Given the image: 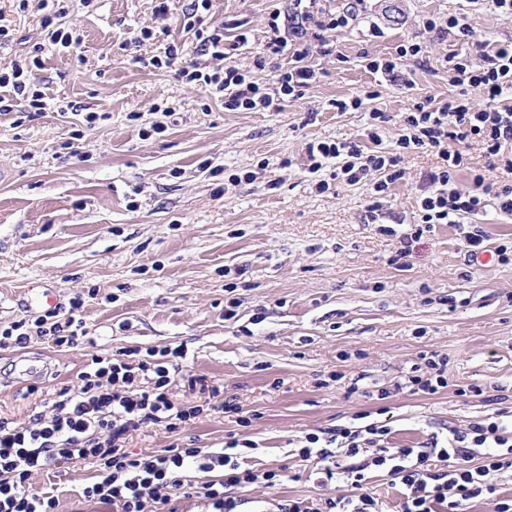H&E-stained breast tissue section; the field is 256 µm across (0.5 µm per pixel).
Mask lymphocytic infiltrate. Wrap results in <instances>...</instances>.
I'll return each mask as SVG.
<instances>
[{
	"instance_id": "f902f5d3",
	"label": "lymphocytic infiltrate",
	"mask_w": 512,
	"mask_h": 512,
	"mask_svg": "<svg viewBox=\"0 0 512 512\" xmlns=\"http://www.w3.org/2000/svg\"><path fill=\"white\" fill-rule=\"evenodd\" d=\"M363 0H350L342 12L321 6L320 0H307L288 20L272 17L262 56L254 64L264 68L267 60L287 54L292 63L278 75L274 87H267L245 73L224 45L223 26L208 25L205 14L212 0H190L183 13V30L196 42L197 57L179 71L186 84L208 91L222 101L228 111H267L304 97L319 79L310 64L314 52L331 53L325 34L350 27L361 12ZM43 27L50 30V42L58 50L77 51L82 37L64 22L69 0H39ZM425 31L446 34L474 45L475 56L453 54L448 58V81L454 92L448 99L416 106L399 118L400 135L391 152L371 150L378 140V124L388 122L385 113H372L374 122L368 144L321 142L308 148L311 170H320L327 160H335L330 179L320 180L316 189L327 192L331 180L359 183L370 173H378L370 211H377L391 186L402 177L399 163L405 152L424 149L442 158L444 165L428 173L427 191L419 205L416 234L436 224H454L465 214H476L487 204H495L512 215V184L491 190L481 174H474L469 189L455 185V174L466 158L463 145L481 142L490 165L512 171V43L499 46L477 40L466 19L448 21L424 19ZM420 43L401 44L396 56L370 60V71L377 74L376 89L366 94L333 100L339 112L360 109L365 99L378 97L379 87H409L411 81L403 66L405 60L419 59ZM39 56L13 61L0 68V89H8L23 102L26 112L39 115L51 104L32 81L39 68ZM485 94L484 104H474L469 89ZM82 297H74L65 321L55 312L35 319H21L0 329V348H24L32 337L51 340L55 346L78 347L85 329L78 313ZM187 352L182 347L156 349L119 348L92 358L87 371L79 375L77 386L56 391L45 410L28 422L0 418V512H57V499L48 492L33 490V474L57 469L77 461L96 465V479L85 486L87 500L111 505L113 512H171L170 504L179 495L204 500L211 512H239L243 503L238 492L255 484L281 485L285 468L254 470L242 467L245 455L256 444L247 438L230 437L224 447L204 450L190 443H171L162 454L129 452L126 442L132 433L159 428L179 433L202 414L219 412L247 428L253 417L234 397H222L221 389L208 385L205 377L185 370ZM185 381L199 390L195 402L178 401L174 388ZM505 410L454 431L444 445L419 448H392L388 445V424L372 421L362 426L341 425L334 429L305 434L298 450L303 461L316 465L318 484L341 479L348 486L346 495L329 498L323 510L306 500L288 499L277 512H381L379 501L367 485L371 472L386 474L402 489L401 512H465L478 503L486 512H512V497L499 492L496 475L512 472V435L504 423Z\"/></svg>"
}]
</instances>
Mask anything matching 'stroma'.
Listing matches in <instances>:
<instances>
[{
	"label": "stroma",
	"instance_id": "35a3bbf8",
	"mask_svg": "<svg viewBox=\"0 0 512 512\" xmlns=\"http://www.w3.org/2000/svg\"><path fill=\"white\" fill-rule=\"evenodd\" d=\"M188 0H71L67 25L83 43L70 55L46 45L42 13L0 0L13 40L0 46V68L42 47L35 82L61 103L89 106L93 126L73 113L30 117L0 113V327L39 316L23 305L28 288H53L57 309L85 298L88 335L74 349L34 339L22 351L0 350V417L27 422L60 387L74 384L91 358L121 347L184 346L191 374L237 396L257 417L245 431L257 450L246 467H288L276 488L256 484L244 512H271L284 499L321 502L347 494L345 482L318 485L297 450L309 432L350 425L360 413L389 423L390 446H420L431 436L512 408V216L495 207L437 224L414 242L403 265L391 258L414 231L426 175L437 155H404L403 178L379 215L368 210L376 180L335 183L318 193L307 147L364 140L371 112L390 115L381 149H393L397 118L428 97L450 93L451 53L471 45L425 32L427 17L468 19L479 40L512 39V17L481 0H365L359 24L328 32L331 54H314L321 72L298 101L281 110L228 111L179 71L194 57L180 16ZM294 0H212L208 20L224 42L243 33L235 58L272 84L288 56L253 68L273 14ZM381 36H371L370 23ZM168 29L179 55L167 68L142 67L163 42L132 38L142 27ZM409 40L423 42L421 62L407 61L411 88L383 89L364 107L339 112L330 102L372 90L366 56L391 57ZM174 108L165 132L142 138L153 108ZM140 120H130V113ZM79 140H72L73 129ZM254 172L251 181L232 175ZM483 237L488 260L472 261L467 235ZM236 316L225 319L228 302ZM448 360V386L435 395L403 385L421 354ZM38 359L42 376L25 373ZM483 388L474 395L472 385ZM235 423L200 418L182 434L200 448L223 447ZM94 469L74 463L31 478L52 492L58 512H108L82 490Z\"/></svg>",
	"mask_w": 512,
	"mask_h": 512
}]
</instances>
